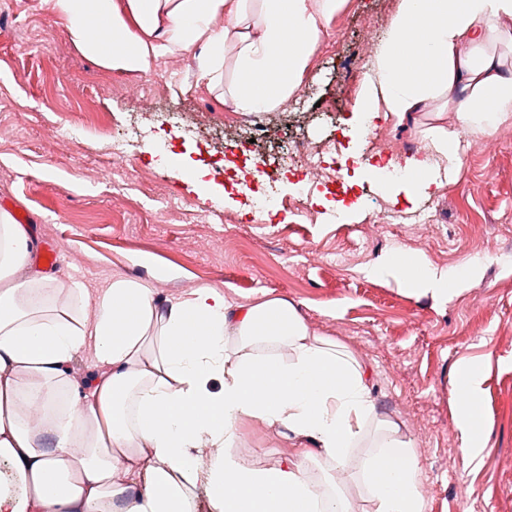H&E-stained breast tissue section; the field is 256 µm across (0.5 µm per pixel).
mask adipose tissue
I'll return each instance as SVG.
<instances>
[{
	"label": "adipose tissue",
	"mask_w": 512,
	"mask_h": 512,
	"mask_svg": "<svg viewBox=\"0 0 512 512\" xmlns=\"http://www.w3.org/2000/svg\"><path fill=\"white\" fill-rule=\"evenodd\" d=\"M349 0H46L83 53L117 71L203 45L201 79L236 111L270 112L297 91L332 18ZM512 0H399L356 106L368 119L437 102L425 137L454 161L461 133H493L512 118ZM27 228L0 214V512H193L206 486L213 512H351L335 476L304 463L268 468L236 451L243 418L285 430L310 455L345 465L376 416L360 360L314 335L298 308L273 297L227 301L202 286L160 300L118 279L77 316L82 289L31 270ZM480 264L436 273L396 251L372 269L413 295L448 297ZM92 351L98 372L79 389L67 371ZM487 364L461 361L450 402L463 456L480 453V384ZM221 381L220 391L209 388ZM355 480L373 512H427L419 460L396 422Z\"/></svg>",
	"instance_id": "1"
}]
</instances>
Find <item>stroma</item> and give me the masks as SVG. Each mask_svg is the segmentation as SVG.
<instances>
[{
	"label": "stroma",
	"instance_id": "35a3bbf8",
	"mask_svg": "<svg viewBox=\"0 0 512 512\" xmlns=\"http://www.w3.org/2000/svg\"><path fill=\"white\" fill-rule=\"evenodd\" d=\"M398 0H351L330 24L294 97L244 116L199 80L195 53L152 60L149 72L115 71L72 42L44 0H0V211L23 220L36 247L53 241L65 284L96 298L129 278L159 298L199 286L244 303L284 297L318 335L347 346L368 372L378 419L351 450L358 469L373 453L378 420L399 424L420 461L427 512H512V119L475 138L467 165L413 199L367 176L370 146L353 130V107ZM168 75L167 85L156 81ZM178 90L166 99L168 89ZM259 127L252 158L216 155L235 125ZM127 143L122 163L111 143ZM333 142L324 164L349 166L344 185L298 188L276 157L291 140ZM189 154L233 202L201 201L152 154ZM303 191L314 218L267 215L274 199ZM429 212L428 224L412 217ZM401 223L376 224L372 213ZM447 272L480 260L466 290L415 297L370 267L395 250ZM485 359L481 417L486 446L470 461L449 406L456 366ZM249 463L304 458L306 448L263 424L237 423Z\"/></svg>",
	"mask_w": 512,
	"mask_h": 512
}]
</instances>
